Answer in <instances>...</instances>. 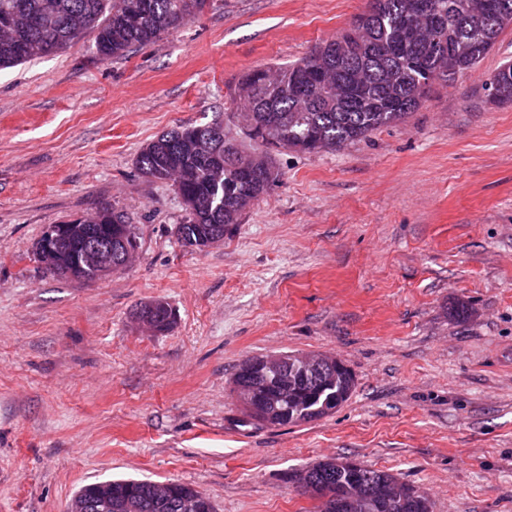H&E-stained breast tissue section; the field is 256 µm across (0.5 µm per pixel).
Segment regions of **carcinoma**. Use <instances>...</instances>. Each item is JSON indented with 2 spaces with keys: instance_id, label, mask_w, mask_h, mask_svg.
Wrapping results in <instances>:
<instances>
[{
  "instance_id": "carcinoma-1",
  "label": "carcinoma",
  "mask_w": 512,
  "mask_h": 512,
  "mask_svg": "<svg viewBox=\"0 0 512 512\" xmlns=\"http://www.w3.org/2000/svg\"><path fill=\"white\" fill-rule=\"evenodd\" d=\"M211 0H0V70L34 56L66 48L84 33H94L95 59L106 61L152 44L179 28L186 17L202 13ZM434 13L420 18L412 0H373L353 26L359 41L349 45L341 34L317 46L299 61L242 74L234 101L256 126L246 136L260 141L251 152L238 138L230 117L214 120L224 138L204 141L198 126L171 128L142 148L139 173L170 181L186 215L176 227L178 240L197 243L222 226L239 223L244 211L265 195L278 171L272 153L335 150L372 132L405 121L420 105L431 74L443 63L463 75L473 70L512 26V0H433ZM497 104L512 103V61L491 75L487 91ZM112 224V263H121L122 241H137L135 226L123 212L104 207L89 220ZM155 329L172 328L171 306L156 299ZM355 376L343 363L323 362L316 381L307 384L293 373L264 401L238 396L245 422L266 427L301 424L335 412L351 397ZM329 458L289 475L298 486L318 490L321 512H375L376 491L399 479L387 470ZM112 508L95 495V484L82 487L84 512H182L183 495L196 489L180 483L165 496L149 480L112 479ZM383 512H431L429 499L405 493L384 503Z\"/></svg>"
}]
</instances>
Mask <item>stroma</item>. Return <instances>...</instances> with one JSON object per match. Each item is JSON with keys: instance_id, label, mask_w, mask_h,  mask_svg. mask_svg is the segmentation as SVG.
I'll return each instance as SVG.
<instances>
[{"instance_id": "35a3bbf8", "label": "stroma", "mask_w": 512, "mask_h": 512, "mask_svg": "<svg viewBox=\"0 0 512 512\" xmlns=\"http://www.w3.org/2000/svg\"><path fill=\"white\" fill-rule=\"evenodd\" d=\"M369 0H213L129 56L94 35L0 71V512H68L89 483L148 478L217 512H319L289 482L325 457L387 470L433 512H512V104L477 68L427 88L403 123L318 153L281 151L280 180L224 235L182 246L171 183L135 167L178 125L234 113L248 69L310 54ZM110 204L137 260L93 284L43 275L48 225ZM165 299L164 334L136 309ZM327 353L354 373L337 412L246 424V358Z\"/></svg>"}]
</instances>
